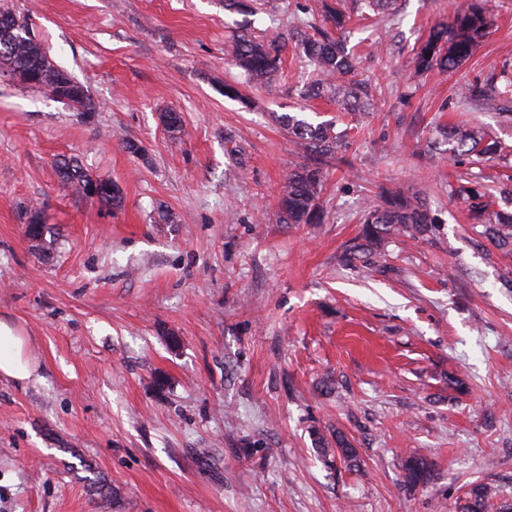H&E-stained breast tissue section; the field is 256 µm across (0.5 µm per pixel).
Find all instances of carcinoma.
<instances>
[{
    "label": "carcinoma",
    "instance_id": "1",
    "mask_svg": "<svg viewBox=\"0 0 512 512\" xmlns=\"http://www.w3.org/2000/svg\"><path fill=\"white\" fill-rule=\"evenodd\" d=\"M328 21L336 30V36L324 32L317 36L297 40L298 53L312 63L319 79L310 85L308 92L318 96L327 92L336 99L337 105L345 112H356L371 106L368 89L354 79L352 56L347 53L340 36L346 32L350 22L339 8L326 6ZM27 21L8 10L0 11V68L8 72L21 68L29 72L34 82L30 87L44 91L56 98L58 87L56 77L65 68L55 64L47 55L42 43H34L23 35ZM492 20L487 16L482 0H471L468 7L455 14L448 25L434 27L428 38L415 53V66L422 73L445 74L463 65L474 53L476 47L490 34ZM236 65L255 83H265L281 68L279 40L260 42L242 33L231 47ZM465 100L484 103L494 102L489 89L474 83L463 96ZM281 123L298 139L304 153L310 156H324L336 153L338 143L346 136L334 131L330 125L314 126L294 115L280 118ZM443 137L454 143L457 154L479 158L494 156L501 151L495 141H488L485 134L476 129L450 126ZM61 182L77 193H82L84 184L91 176L77 158H70L58 166ZM324 184L323 170L314 165L301 164L287 178L279 197L280 219L284 224H317L322 219L319 199ZM471 217L486 226L488 236L498 246L512 250V213H498L489 210V204L481 201L482 195L475 190L468 191ZM434 218L424 203L411 199L399 191H388L382 204L372 205L366 210L358 241L344 254L346 263L370 264L371 257L381 251L387 236L393 232L409 237L427 233ZM320 452L327 459L338 455L346 461L357 460V451L342 436H336L331 444L318 438ZM430 464L421 457L410 456L403 463V482L408 486L425 483L430 478ZM494 495L488 484H474L466 492L460 512H485L489 499Z\"/></svg>",
    "mask_w": 512,
    "mask_h": 512
}]
</instances>
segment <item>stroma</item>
<instances>
[{
	"mask_svg": "<svg viewBox=\"0 0 512 512\" xmlns=\"http://www.w3.org/2000/svg\"><path fill=\"white\" fill-rule=\"evenodd\" d=\"M465 2L363 15L346 0L374 106L342 112L308 96L293 43L264 85L230 61L238 33L323 26L322 0H254L253 14L226 0H0L98 106L85 115L0 73V322L38 374L0 380V512H456L474 483L512 501V252L456 192L512 172V101L460 96L512 72V0H488L496 30L459 68L435 77L413 61ZM288 113L348 133L324 165L318 224L279 218L305 161L278 122ZM456 124L507 153L451 154L442 131ZM69 156L116 184L121 207L61 183ZM384 187L424 198L433 230L345 266ZM37 211L43 253L26 235ZM337 434L357 465L319 457L316 438ZM412 455L434 474L410 490Z\"/></svg>",
	"mask_w": 512,
	"mask_h": 512,
	"instance_id": "35a3bbf8",
	"label": "stroma"
}]
</instances>
